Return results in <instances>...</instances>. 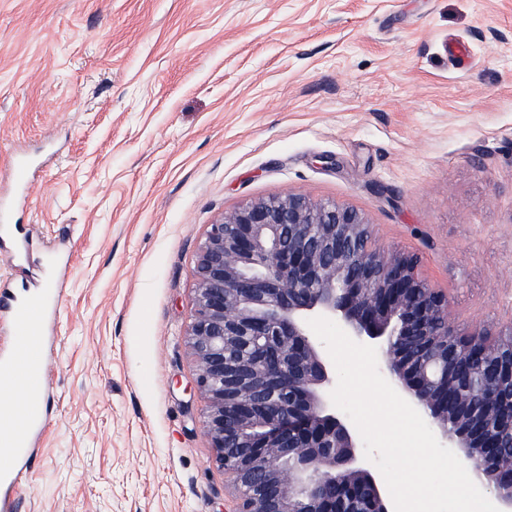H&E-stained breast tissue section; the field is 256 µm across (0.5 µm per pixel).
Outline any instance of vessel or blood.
Listing matches in <instances>:
<instances>
[{"label":"vessel or blood","instance_id":"obj_1","mask_svg":"<svg viewBox=\"0 0 512 512\" xmlns=\"http://www.w3.org/2000/svg\"><path fill=\"white\" fill-rule=\"evenodd\" d=\"M45 292L25 296L0 295V316H6L13 349L0 358V446L10 451L12 463L0 468V512H15L23 493L22 478L35 452V439L43 429V403L50 377L44 355ZM28 395L23 415L12 406L18 387Z\"/></svg>","mask_w":512,"mask_h":512}]
</instances>
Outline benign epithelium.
<instances>
[{"instance_id": "7a95c632", "label": "benign epithelium", "mask_w": 512, "mask_h": 512, "mask_svg": "<svg viewBox=\"0 0 512 512\" xmlns=\"http://www.w3.org/2000/svg\"><path fill=\"white\" fill-rule=\"evenodd\" d=\"M187 345L212 464L233 512H392L357 431L336 412V372L307 320L374 346L381 372L512 512V323L462 332L410 253L376 243L367 216L300 192L247 202L197 248ZM252 352L235 357L239 337Z\"/></svg>"}]
</instances>
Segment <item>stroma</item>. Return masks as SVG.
I'll use <instances>...</instances> for the list:
<instances>
[{"label":"stroma","mask_w":512,"mask_h":512,"mask_svg":"<svg viewBox=\"0 0 512 512\" xmlns=\"http://www.w3.org/2000/svg\"><path fill=\"white\" fill-rule=\"evenodd\" d=\"M290 192L366 214L460 327L511 323L512 0H0V204L29 242L0 282L61 299L18 512H230L195 256Z\"/></svg>","instance_id":"stroma-1"}]
</instances>
